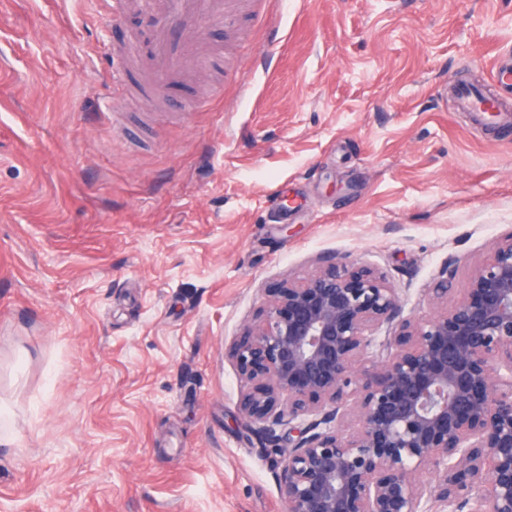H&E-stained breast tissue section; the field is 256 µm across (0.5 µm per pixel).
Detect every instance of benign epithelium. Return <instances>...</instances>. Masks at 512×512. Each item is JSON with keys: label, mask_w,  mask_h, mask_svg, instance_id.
Masks as SVG:
<instances>
[{"label": "benign epithelium", "mask_w": 512, "mask_h": 512, "mask_svg": "<svg viewBox=\"0 0 512 512\" xmlns=\"http://www.w3.org/2000/svg\"><path fill=\"white\" fill-rule=\"evenodd\" d=\"M448 275L405 317L383 275L334 257L225 348L241 414L287 445L288 512H512V233L451 305Z\"/></svg>", "instance_id": "obj_1"}]
</instances>
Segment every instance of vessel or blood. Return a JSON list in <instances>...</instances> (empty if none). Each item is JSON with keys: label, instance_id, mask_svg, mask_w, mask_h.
I'll return each mask as SVG.
<instances>
[{"label": "vessel or blood", "instance_id": "b4317fda", "mask_svg": "<svg viewBox=\"0 0 512 512\" xmlns=\"http://www.w3.org/2000/svg\"><path fill=\"white\" fill-rule=\"evenodd\" d=\"M155 19V39L151 51V65L162 77L178 70L182 47L169 37L171 26L182 30L194 29L200 18L220 20L224 17V0H145ZM458 108L475 121L485 125L499 122V103L496 98L461 88L457 98Z\"/></svg>", "mask_w": 512, "mask_h": 512}]
</instances>
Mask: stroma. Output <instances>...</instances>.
<instances>
[{"label": "stroma", "mask_w": 512, "mask_h": 512, "mask_svg": "<svg viewBox=\"0 0 512 512\" xmlns=\"http://www.w3.org/2000/svg\"><path fill=\"white\" fill-rule=\"evenodd\" d=\"M140 13L0 0V512H287L224 348L328 257L422 315L512 232V131L453 95L512 106V0H225L159 87ZM460 112H466L475 121L485 125L499 123V103L496 98L478 94L468 87H462L457 98Z\"/></svg>", "instance_id": "stroma-1"}]
</instances>
